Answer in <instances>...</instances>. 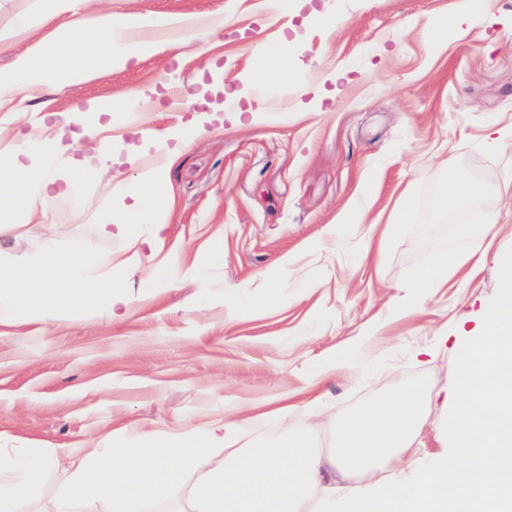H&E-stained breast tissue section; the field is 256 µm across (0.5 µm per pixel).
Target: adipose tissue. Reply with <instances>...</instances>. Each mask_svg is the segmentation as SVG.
Here are the masks:
<instances>
[{
	"mask_svg": "<svg viewBox=\"0 0 512 512\" xmlns=\"http://www.w3.org/2000/svg\"><path fill=\"white\" fill-rule=\"evenodd\" d=\"M90 0H52L40 22L45 35L30 43L9 66L0 68V105L44 84L65 90L175 46L192 44L199 19H167L175 36L140 37L154 19L135 14L93 11ZM80 54L81 64L70 63ZM55 65H48L47 56ZM111 102L91 99L75 104L67 123L80 126L92 153L83 166L47 175L31 150L32 135L16 136L0 146L8 160L0 172V213L17 208L29 215L44 211L67 195L89 169L110 162L112 139L102 123L86 125L87 114L109 115ZM175 159L144 170L122 217L105 216L100 235L126 232L154 206L163 171ZM499 213H488L480 228L462 227L433 267L416 277L418 300L442 287L449 267L461 266L492 239ZM108 257L63 253L46 246L37 265H0V334L22 323L59 324L92 316L105 308L115 322L130 314L132 301L111 277ZM458 406L451 433L458 460L424 469L412 484L384 473L386 459L408 453L425 422L424 392L407 387L387 399L337 418L332 448L321 454L309 435L277 444L236 449L237 437L261 419V411L235 418L215 417L186 427L132 437L99 453L85 448H0V512H20L32 501L48 472L67 479L54 502L55 512H125L131 505L171 503L177 512H318L322 480L345 483V512H500L502 476L512 466V260L502 266L501 292L484 312L479 333L456 364Z\"/></svg>",
	"mask_w": 512,
	"mask_h": 512,
	"instance_id": "adipose-tissue-1",
	"label": "adipose tissue"
}]
</instances>
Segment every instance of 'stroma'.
<instances>
[{
  "label": "stroma",
  "instance_id": "1",
  "mask_svg": "<svg viewBox=\"0 0 512 512\" xmlns=\"http://www.w3.org/2000/svg\"><path fill=\"white\" fill-rule=\"evenodd\" d=\"M293 2L281 13L272 0H98L102 11L209 26L189 46L23 102L28 132L89 98L143 96L138 111L112 115L122 181L91 172L41 220L6 215L24 252L52 241L119 262L133 240L153 250L114 281L134 300L124 324L99 312L0 335L8 445L108 448L139 429L262 405L271 416L244 438L259 445L306 429L303 387L333 358L341 368L319 387L324 402L347 413L420 385L427 412L413 455L427 464L454 453L451 364L499 296L512 220L419 313L403 309L456 233L436 205L449 182L476 186L471 212L507 207L499 188L512 180V147L491 151L482 138L512 126V0H493L492 17L471 16L456 38L429 28L459 0ZM283 46L290 77L254 82L277 69ZM166 72L194 105L171 109L165 88L154 111L147 95ZM247 106L252 122L236 124ZM179 139L187 146L146 222L100 237L102 216L121 215L141 170ZM350 210L366 214L370 253L358 235L329 232Z\"/></svg>",
  "mask_w": 512,
  "mask_h": 512
}]
</instances>
